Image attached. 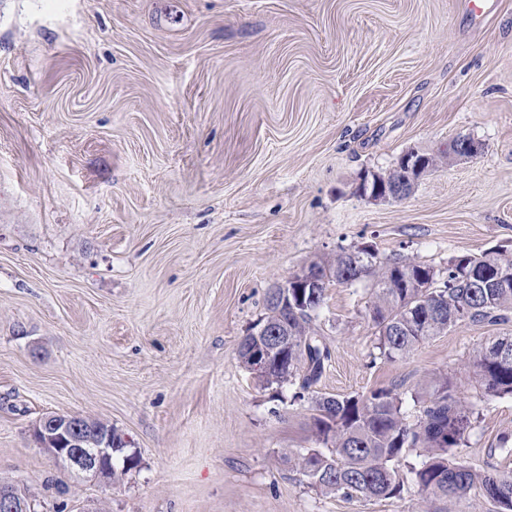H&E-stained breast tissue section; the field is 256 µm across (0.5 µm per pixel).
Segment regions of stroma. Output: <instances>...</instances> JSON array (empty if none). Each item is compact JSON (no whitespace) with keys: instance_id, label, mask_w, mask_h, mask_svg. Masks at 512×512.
<instances>
[{"instance_id":"obj_1","label":"stroma","mask_w":512,"mask_h":512,"mask_svg":"<svg viewBox=\"0 0 512 512\" xmlns=\"http://www.w3.org/2000/svg\"><path fill=\"white\" fill-rule=\"evenodd\" d=\"M459 136L481 152L449 156ZM411 150L438 163L409 197L359 194ZM364 247L441 281L512 255V0H0V483L38 512H494L409 477L325 494L288 464L315 397L391 389L413 423L445 373L478 413L457 458L512 476V397L466 379L512 323L384 361L367 276L328 286L310 389L241 363L270 290ZM55 414L112 425L139 466L64 470L32 439Z\"/></svg>"}]
</instances>
